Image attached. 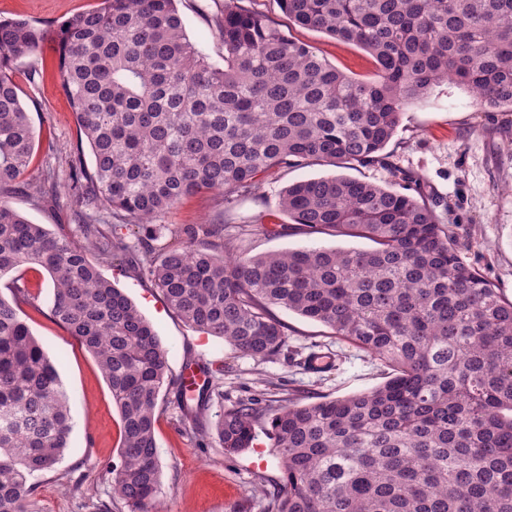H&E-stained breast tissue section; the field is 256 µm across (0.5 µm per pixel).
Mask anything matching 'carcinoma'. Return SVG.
I'll return each instance as SVG.
<instances>
[{
    "instance_id": "cac0c4a2",
    "label": "carcinoma",
    "mask_w": 512,
    "mask_h": 512,
    "mask_svg": "<svg viewBox=\"0 0 512 512\" xmlns=\"http://www.w3.org/2000/svg\"><path fill=\"white\" fill-rule=\"evenodd\" d=\"M179 0H101L56 30L0 19V193L35 145L14 63L52 44L85 138L67 173L85 244L0 202V278L27 266L53 283L49 312L96 359L120 417L112 468L118 512L156 507L155 437L168 351L102 267L120 258L195 331L265 359L286 342L280 305L329 328L388 369L365 392L274 409L267 430L282 482L255 488L267 512H512V300L467 263L418 179L398 188L345 176L305 179L281 211L310 233L363 238L367 250L297 249L249 257L240 225L189 224L154 252V221L187 196H243L277 168L372 166L402 110L451 80L488 112L512 108V0H279L296 25L371 54L372 77L348 76L313 47L237 0L214 21L224 64L190 40ZM113 218L144 234L117 232ZM0 297V512H28L30 478L69 448L59 373L21 318L38 296L12 281ZM189 417L219 392L205 368ZM241 399L215 425L224 456L253 446L267 414Z\"/></svg>"
}]
</instances>
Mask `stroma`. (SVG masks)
Here are the masks:
<instances>
[{
  "instance_id": "35a3bbf8",
  "label": "stroma",
  "mask_w": 512,
  "mask_h": 512,
  "mask_svg": "<svg viewBox=\"0 0 512 512\" xmlns=\"http://www.w3.org/2000/svg\"><path fill=\"white\" fill-rule=\"evenodd\" d=\"M100 0H0V17L23 18L57 26L73 14L97 7ZM252 7L284 33L306 42L328 63L347 75L373 76L375 63L362 48L344 43L289 20L278 0H251ZM188 34L213 61H221L224 45L212 26L224 14V0H180ZM30 122L35 147L28 177L50 166L67 173L80 144V131L62 88L57 58L42 50L19 61L14 69ZM389 166L332 165L281 168L246 196L225 201L222 193L203 191L183 199L159 218L162 242L174 240L186 224H222L227 232L248 225L241 246L255 256L288 249H367L369 240L309 234L278 227L288 218L279 207L288 184L337 174L394 186V169L419 177L423 191L439 199L440 223L457 237L465 260L483 272L512 299V110L486 112L465 86L443 82L419 101L406 105L395 136L384 149ZM17 212L49 232L79 240L78 205L69 183H59L53 196L35 189L0 195ZM103 272L140 309L168 351L172 379H180L187 363L224 368L223 398L186 418L175 388L164 390L156 411L161 483L165 512H264L266 505L252 490L255 476L268 484L281 481V463L266 433L252 448L226 458L216 438L200 440L199 430H213L218 414L252 396L298 403L334 399L370 390L385 379L380 364L348 342L336 339L319 322L274 305L271 314L288 328L281 351L262 360L236 354L223 340L188 328L166 306L158 288L141 279L122 261ZM23 281L40 291L38 307H24L22 317L55 363L69 399L73 421L70 444L55 470L35 474L32 512H101L112 500L109 470L119 461L120 419L112 394L92 354L49 317L52 281L47 272L24 269Z\"/></svg>"
}]
</instances>
